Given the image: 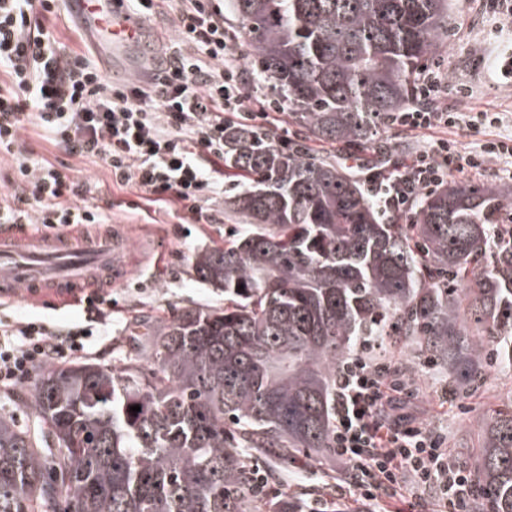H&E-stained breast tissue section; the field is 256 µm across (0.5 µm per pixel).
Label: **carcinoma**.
Instances as JSON below:
<instances>
[{
	"instance_id": "obj_1",
	"label": "carcinoma",
	"mask_w": 512,
	"mask_h": 512,
	"mask_svg": "<svg viewBox=\"0 0 512 512\" xmlns=\"http://www.w3.org/2000/svg\"><path fill=\"white\" fill-rule=\"evenodd\" d=\"M288 147L233 125L243 231L194 253L224 307L140 320L117 369L36 371V425L0 412V512H302L257 495L261 463L333 455L336 371L408 348L459 391L512 366V188L457 180L386 223L367 181L308 143L363 153L416 104L449 0H231ZM138 405L134 413L130 407ZM474 512H512V406L477 423Z\"/></svg>"
}]
</instances>
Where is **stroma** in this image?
Here are the masks:
<instances>
[{"label": "stroma", "mask_w": 512, "mask_h": 512, "mask_svg": "<svg viewBox=\"0 0 512 512\" xmlns=\"http://www.w3.org/2000/svg\"><path fill=\"white\" fill-rule=\"evenodd\" d=\"M510 53L512 25L501 17L476 11L473 0H454L448 36L438 56L448 63L450 82L470 86L473 94L461 104L449 99V107L460 104L471 112L485 109L498 112L505 125L512 126V80L502 77L497 66L500 57ZM22 138L36 155L68 164L86 181L88 202L100 205L104 200H112L113 223L128 225L131 230L132 272L125 284L112 290L115 306L110 333L86 341L79 360L108 366L118 364L129 348V336L136 320L162 319L177 309L223 306V292L200 283L191 267V258L198 249L223 241L225 231L240 225L237 217L224 211L223 201L215 203L224 212L222 223L184 224L180 221L182 212L175 204L149 205L140 192L115 185L101 160L65 154L46 141L41 129L32 124L26 125ZM82 315L83 306L79 303L59 310L34 306L21 299L0 303V320L5 322L35 316L65 326ZM391 356L406 370L415 388L414 397L403 406L404 413L442 432L450 458L457 465H464L478 445L476 418L491 413L512 393V369L491 366L481 385L442 401L436 396L438 384L445 380L439 369H425L407 349L392 351ZM340 476L332 460L323 458L310 464L301 460L278 469L271 486L277 491H288L304 502H318L321 512H360L362 505L356 499H337L335 487Z\"/></svg>", "instance_id": "stroma-1"}]
</instances>
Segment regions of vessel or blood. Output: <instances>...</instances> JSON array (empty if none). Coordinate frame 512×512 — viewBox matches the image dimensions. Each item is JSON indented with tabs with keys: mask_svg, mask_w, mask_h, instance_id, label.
<instances>
[{
	"mask_svg": "<svg viewBox=\"0 0 512 512\" xmlns=\"http://www.w3.org/2000/svg\"><path fill=\"white\" fill-rule=\"evenodd\" d=\"M79 19L109 75L142 77L134 54L153 58L158 38L126 0H64ZM129 240L120 226L74 241L42 231L16 236L0 226V299L63 303L93 283L121 284L128 275Z\"/></svg>",
	"mask_w": 512,
	"mask_h": 512,
	"instance_id": "1",
	"label": "vessel or blood"
}]
</instances>
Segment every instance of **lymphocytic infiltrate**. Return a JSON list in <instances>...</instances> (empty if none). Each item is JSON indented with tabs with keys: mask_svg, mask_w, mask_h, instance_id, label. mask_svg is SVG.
Wrapping results in <instances>:
<instances>
[{
	"mask_svg": "<svg viewBox=\"0 0 512 512\" xmlns=\"http://www.w3.org/2000/svg\"><path fill=\"white\" fill-rule=\"evenodd\" d=\"M173 34L147 78L112 84L86 51L59 42L53 21L61 0H0V155L10 171L0 178V223L108 224L111 205L87 203L85 182L68 167L34 157L21 131L41 127L70 156L100 159L117 186L147 201L180 204L197 224H216L214 200L224 185L211 176L224 162V128L233 121L262 130L284 145L281 103L249 91L242 78L244 44L224 26L222 0H167ZM448 67L435 60L415 88L417 107L395 113L394 126L428 132L424 147L387 183L394 210L412 209L419 194L451 174L479 172L512 159V135L469 147L445 138L460 125L494 126L495 112L434 110L451 91ZM467 97L468 89H453ZM84 320L66 329L37 318L0 323V385L29 383L35 369L83 351L89 336L107 335L112 295L84 298ZM414 387L389 357L357 358L336 378L333 435L336 462L348 472L340 495L370 503L396 498L402 484L431 492L448 512H472V474L448 458L445 440L399 414Z\"/></svg>",
	"mask_w": 512,
	"mask_h": 512,
	"instance_id": "1",
	"label": "lymphocytic infiltrate"
}]
</instances>
